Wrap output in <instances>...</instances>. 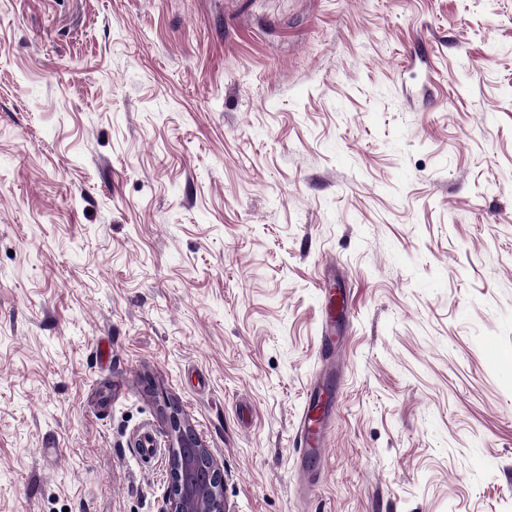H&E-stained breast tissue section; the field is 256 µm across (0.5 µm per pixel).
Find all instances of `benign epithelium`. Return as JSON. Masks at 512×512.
Segmentation results:
<instances>
[{
  "label": "benign epithelium",
  "mask_w": 512,
  "mask_h": 512,
  "mask_svg": "<svg viewBox=\"0 0 512 512\" xmlns=\"http://www.w3.org/2000/svg\"><path fill=\"white\" fill-rule=\"evenodd\" d=\"M165 418L169 437L165 512H228L223 466L174 406H168Z\"/></svg>",
  "instance_id": "7a95c632"
}]
</instances>
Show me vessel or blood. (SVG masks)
<instances>
[{
	"instance_id": "b4317fda",
	"label": "vessel or blood",
	"mask_w": 512,
	"mask_h": 512,
	"mask_svg": "<svg viewBox=\"0 0 512 512\" xmlns=\"http://www.w3.org/2000/svg\"><path fill=\"white\" fill-rule=\"evenodd\" d=\"M323 389L319 383H312L306 395V404L297 422L299 469L306 477L304 491H311L321 475L315 469L320 463L332 429L333 410L321 407Z\"/></svg>"
}]
</instances>
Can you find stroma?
<instances>
[{"instance_id": "stroma-1", "label": "stroma", "mask_w": 512, "mask_h": 512, "mask_svg": "<svg viewBox=\"0 0 512 512\" xmlns=\"http://www.w3.org/2000/svg\"><path fill=\"white\" fill-rule=\"evenodd\" d=\"M167 402L231 512H512V0H0V512H164ZM324 300L327 310V319L323 327L324 336H321L320 349L328 362L327 369L330 372H334L337 366L338 355L336 354V344L338 342L336 341V336L331 335V322L334 319L333 313L336 312V307L341 313H346L349 302L346 294L344 295L341 292H337L330 283H326L325 285ZM315 381L310 384L306 395V404L303 413L297 422L299 470L307 481L301 488V493L307 495L312 486L320 480L321 473L313 469L312 464H319L326 448L328 436L332 429V406H320L323 388Z\"/></svg>"}]
</instances>
